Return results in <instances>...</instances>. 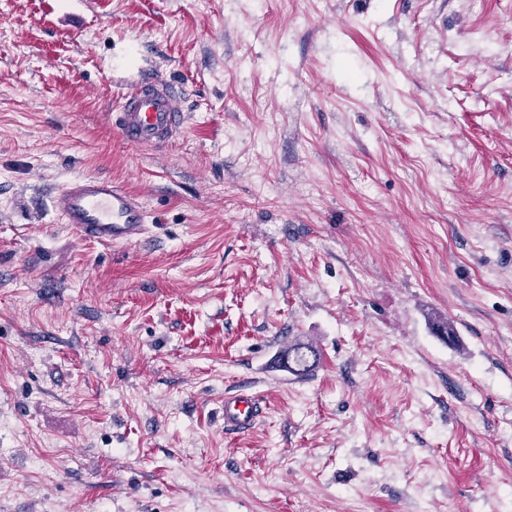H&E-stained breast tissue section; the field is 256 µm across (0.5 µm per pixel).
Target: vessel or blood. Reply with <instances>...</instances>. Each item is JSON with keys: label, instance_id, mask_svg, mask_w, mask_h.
I'll use <instances>...</instances> for the list:
<instances>
[{"label": "vessel or blood", "instance_id": "b4317fda", "mask_svg": "<svg viewBox=\"0 0 512 512\" xmlns=\"http://www.w3.org/2000/svg\"><path fill=\"white\" fill-rule=\"evenodd\" d=\"M185 97L179 87L156 77L133 85L118 101L114 123L131 144L162 149L185 127ZM62 223L81 237L105 244L131 243L145 231L146 211L139 197L106 175H84L69 181L52 198ZM262 410L240 393L224 400L225 427L251 428Z\"/></svg>", "mask_w": 512, "mask_h": 512}]
</instances>
